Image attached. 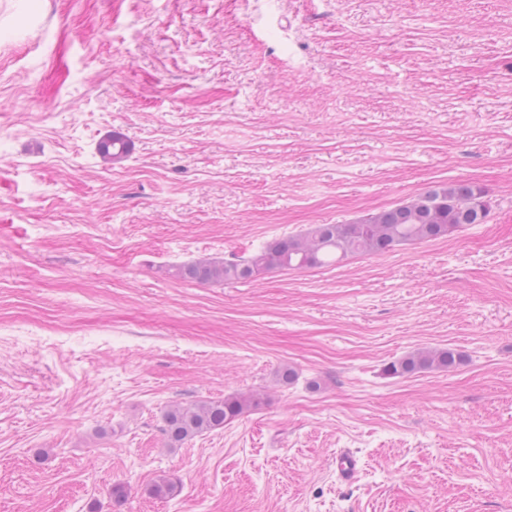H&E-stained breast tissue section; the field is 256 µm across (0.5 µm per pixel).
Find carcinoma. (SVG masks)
Masks as SVG:
<instances>
[{"label":"carcinoma","mask_w":512,"mask_h":512,"mask_svg":"<svg viewBox=\"0 0 512 512\" xmlns=\"http://www.w3.org/2000/svg\"><path fill=\"white\" fill-rule=\"evenodd\" d=\"M108 162L130 152L120 135L104 139L98 147ZM489 212L484 192L467 183L432 186L392 208L368 214L349 224H315L302 236L267 241L255 254L229 260L202 259L178 269V276L199 284L246 282L265 270L304 269L330 265L348 255H377L399 246L448 235L465 224H481ZM461 357L449 348H426L387 367L395 376L424 369H451ZM254 393L194 405H173L163 415L166 444L176 448L203 433L220 429L258 403Z\"/></svg>","instance_id":"1"}]
</instances>
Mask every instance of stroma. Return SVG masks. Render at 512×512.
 Returning <instances> with one entry per match:
<instances>
[{
    "instance_id": "1",
    "label": "stroma",
    "mask_w": 512,
    "mask_h": 512,
    "mask_svg": "<svg viewBox=\"0 0 512 512\" xmlns=\"http://www.w3.org/2000/svg\"><path fill=\"white\" fill-rule=\"evenodd\" d=\"M454 183L485 223L177 275ZM0 512H512V0H0ZM99 153L105 161L120 160L130 152L128 141L120 135H112L104 139L98 147ZM461 361V357L449 348H426L402 359L394 361L387 367V372L395 376H407L424 369H451ZM258 394H246L194 405H173L163 415V434L170 448H178L203 433L224 428L257 404Z\"/></svg>"
}]
</instances>
